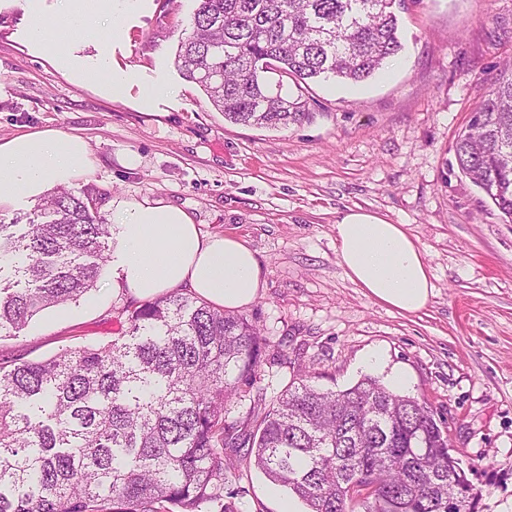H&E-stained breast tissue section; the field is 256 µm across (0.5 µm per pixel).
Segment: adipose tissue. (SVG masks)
<instances>
[{
  "instance_id": "adipose-tissue-1",
  "label": "adipose tissue",
  "mask_w": 512,
  "mask_h": 512,
  "mask_svg": "<svg viewBox=\"0 0 512 512\" xmlns=\"http://www.w3.org/2000/svg\"><path fill=\"white\" fill-rule=\"evenodd\" d=\"M133 0H65L61 32L89 30L103 14L119 15ZM86 140L58 130L25 133L0 141V207L46 197L55 188L90 175ZM112 227V254L121 269L119 287L151 299L189 289L238 310L255 301L261 271L254 252L237 239L203 234L181 208L120 201ZM336 248L350 281L376 302L400 312L423 310L434 294L425 251L405 225L352 211L336 224Z\"/></svg>"
}]
</instances>
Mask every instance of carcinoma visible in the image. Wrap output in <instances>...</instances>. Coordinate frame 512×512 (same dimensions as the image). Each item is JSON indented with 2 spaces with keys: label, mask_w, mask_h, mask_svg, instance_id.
I'll list each match as a JSON object with an SVG mask.
<instances>
[{
  "label": "carcinoma",
  "mask_w": 512,
  "mask_h": 512,
  "mask_svg": "<svg viewBox=\"0 0 512 512\" xmlns=\"http://www.w3.org/2000/svg\"><path fill=\"white\" fill-rule=\"evenodd\" d=\"M176 63L224 120L277 129L307 116L309 80L362 82L402 49L396 0H198ZM297 94L270 91L269 75ZM458 169L512 224V74L502 72L458 134ZM111 225L55 193L40 218L0 224V331L91 291ZM121 340L0 364V512H237L224 456L307 506L349 512H474L434 413L371 378L339 392L300 378L266 405L267 338L245 316L180 291L125 307ZM252 395L243 418L230 402ZM375 490L365 493V488Z\"/></svg>",
  "instance_id": "cac0c4a2"
}]
</instances>
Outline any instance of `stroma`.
<instances>
[{"label":"stroma","mask_w":512,"mask_h":512,"mask_svg":"<svg viewBox=\"0 0 512 512\" xmlns=\"http://www.w3.org/2000/svg\"><path fill=\"white\" fill-rule=\"evenodd\" d=\"M198 0H137L122 36L35 41L26 0H0V139L46 129L86 138L94 170L72 182L112 223L119 199L182 208L207 235L256 254L262 286L242 313L268 340V400L294 375L340 391L392 369L430 407L470 483L475 512H512V224L460 173L453 144L512 61V0H405L402 51L363 82H311L309 117L277 130L225 121L183 78L175 53ZM63 46L71 67L53 58ZM114 72L132 80L118 97ZM136 165H126V158ZM361 209L405 225L427 252L434 294L402 314L345 275L335 225ZM107 265L79 301L0 337V362L112 343L136 303ZM378 353L377 367L364 366ZM239 512H279L290 497L256 468L226 485Z\"/></svg>","instance_id":"stroma-1"}]
</instances>
